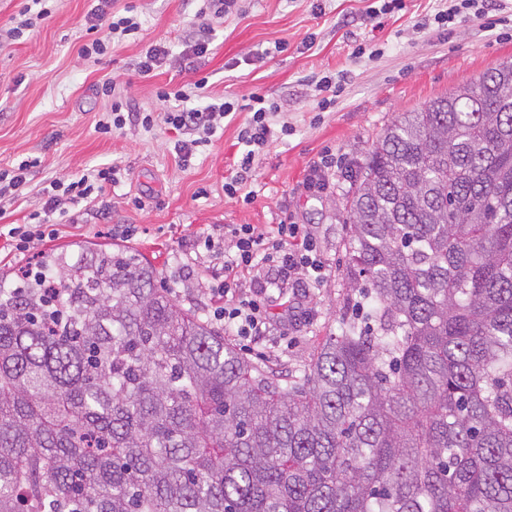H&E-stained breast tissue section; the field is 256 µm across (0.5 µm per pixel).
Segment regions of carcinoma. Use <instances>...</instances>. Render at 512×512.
<instances>
[{
	"mask_svg": "<svg viewBox=\"0 0 512 512\" xmlns=\"http://www.w3.org/2000/svg\"><path fill=\"white\" fill-rule=\"evenodd\" d=\"M369 323L298 379L138 252L0 276V512H512V61L405 112L346 201Z\"/></svg>",
	"mask_w": 512,
	"mask_h": 512,
	"instance_id": "obj_1",
	"label": "carcinoma"
}]
</instances>
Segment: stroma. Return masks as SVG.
I'll list each match as a JSON object with an SVG mask.
<instances>
[{
	"instance_id": "35a3bbf8",
	"label": "stroma",
	"mask_w": 512,
	"mask_h": 512,
	"mask_svg": "<svg viewBox=\"0 0 512 512\" xmlns=\"http://www.w3.org/2000/svg\"><path fill=\"white\" fill-rule=\"evenodd\" d=\"M383 3L236 0L224 18L213 20L210 51L195 69L166 64L145 79L135 71L141 54L160 40L181 51L202 0H116V11L134 6L142 30L97 62L79 53L88 38L89 0H54L51 16L18 39L7 32L19 20L21 0H0V171L38 162L20 197L0 198V269L16 274L46 251L112 242L113 225L132 224L138 233L129 247L161 271L174 299L198 311L201 294L235 248L213 256L190 251V241L215 226L308 225L326 265L324 278L300 293L288 285L271 289L272 336L260 344L232 341L262 366L302 375L360 300L348 286L344 207L372 142L402 113L512 60V0L442 26L432 21L441 0H403V9L388 14L380 11ZM326 76L336 80V105L324 112L316 83ZM112 77L122 95L145 109L157 107L159 87L204 77L211 99L235 100L242 110L225 118L185 167L174 152L177 135L164 124L98 130L109 103L94 86ZM256 94L279 102L274 123L290 133L256 157L230 195L224 183L241 157L243 107ZM329 149L338 158L327 172L329 188L306 195L309 168ZM110 165L120 169L119 184L70 206L66 215L47 212L46 183ZM34 214L55 225L56 234L16 250L8 232ZM179 258L192 266L191 277L176 276Z\"/></svg>"
}]
</instances>
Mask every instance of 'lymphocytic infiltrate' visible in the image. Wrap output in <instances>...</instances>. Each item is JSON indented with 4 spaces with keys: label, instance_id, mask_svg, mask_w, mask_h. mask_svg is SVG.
Returning a JSON list of instances; mask_svg holds the SVG:
<instances>
[{
    "label": "lymphocytic infiltrate",
    "instance_id": "lymphocytic-infiltrate-1",
    "mask_svg": "<svg viewBox=\"0 0 512 512\" xmlns=\"http://www.w3.org/2000/svg\"><path fill=\"white\" fill-rule=\"evenodd\" d=\"M112 0H97L91 9L90 39L82 45L85 58L97 59L107 55L126 36L140 32L141 23L136 16L122 15L112 9ZM210 37L186 42L180 52H173L170 44H151L136 66L140 77H152L163 64L172 63L181 68L192 67L197 58L209 51ZM114 80L104 81L98 88L100 95L111 98L112 106L107 119L100 125L104 132L123 129L137 124L152 128L164 123L184 133L175 150L181 161H188L194 150L208 143L224 119L238 112L239 106L232 100L210 103L206 100V83L197 81L192 90L184 88H160L157 99L159 108L142 110L116 92ZM248 118L242 124L238 140L244 148L240 161L242 172H249L256 156L282 136L271 117L277 112L276 101L262 96L253 97L248 105ZM118 181L117 167L93 169L79 178L64 183L50 182L46 193L50 211L67 214L70 205L103 192L106 185ZM232 239L236 248L234 259L224 265V277L214 282L208 293L212 318L223 323L231 335L257 337L264 335L269 324L265 298L268 288L291 279L311 283L321 280L325 266L314 235L302 224H270L260 228L252 224H240L225 229H214L203 240L206 252L219 254L224 250L225 239ZM249 272V284H242L239 275Z\"/></svg>",
    "mask_w": 512,
    "mask_h": 512
}]
</instances>
